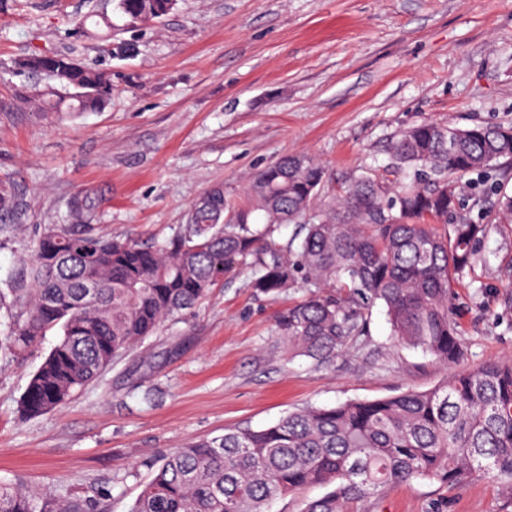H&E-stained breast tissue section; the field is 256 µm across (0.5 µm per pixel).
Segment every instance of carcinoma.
Masks as SVG:
<instances>
[{"label": "carcinoma", "mask_w": 512, "mask_h": 512, "mask_svg": "<svg viewBox=\"0 0 512 512\" xmlns=\"http://www.w3.org/2000/svg\"><path fill=\"white\" fill-rule=\"evenodd\" d=\"M113 11L151 23L175 0H112ZM31 70L81 92L57 112L101 108L109 76L66 56H36ZM385 172L367 168L326 209L315 207L325 169L286 157L261 171L238 201L217 187L165 243L139 245L95 235L82 224L45 229L23 255L0 305L14 311L9 348L25 352L50 330L59 340L20 400L28 416L66 404L162 324L246 271L260 294L306 288L280 310L288 346L329 363L364 335L380 302L398 342L445 365L462 357L451 299L456 276L474 264L485 225L459 209L454 179L512 159V126L468 128L424 121L389 146ZM448 223L443 235L424 217ZM287 224L294 237L280 240ZM129 512H268L271 502L315 486L330 488L304 512H349V504L390 485L416 481L459 488L481 471L512 503V361L457 370L429 391L307 407L266 428L227 430L151 458ZM0 512H104L102 498L55 495L0 483Z\"/></svg>", "instance_id": "cac0c4a2"}]
</instances>
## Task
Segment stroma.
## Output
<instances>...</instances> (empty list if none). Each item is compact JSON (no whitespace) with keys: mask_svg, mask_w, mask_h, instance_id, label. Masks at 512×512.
I'll list each match as a JSON object with an SVG mask.
<instances>
[{"mask_svg":"<svg viewBox=\"0 0 512 512\" xmlns=\"http://www.w3.org/2000/svg\"><path fill=\"white\" fill-rule=\"evenodd\" d=\"M111 28L80 37L89 13ZM133 46L116 55L118 43ZM65 55L112 79L101 109L68 118L45 103L58 80L25 68ZM425 120L512 125V0H177L159 22L126 24L109 0H0V280L45 227L87 224L117 240L160 243L215 187L242 198L286 155L319 160L329 188ZM459 202L487 231L458 277L461 367L512 359V159L456 181ZM304 289L259 294L239 275L167 321L65 405L20 410L30 376L55 345L14 356L0 343V482L56 494L105 492L129 512L147 458L228 428L259 429L305 407L375 400L445 383L450 369L399 345L385 309L330 365L289 349L274 316ZM350 512H512L496 482L450 490L391 486Z\"/></svg>","mask_w":512,"mask_h":512,"instance_id":"stroma-1","label":"stroma"}]
</instances>
